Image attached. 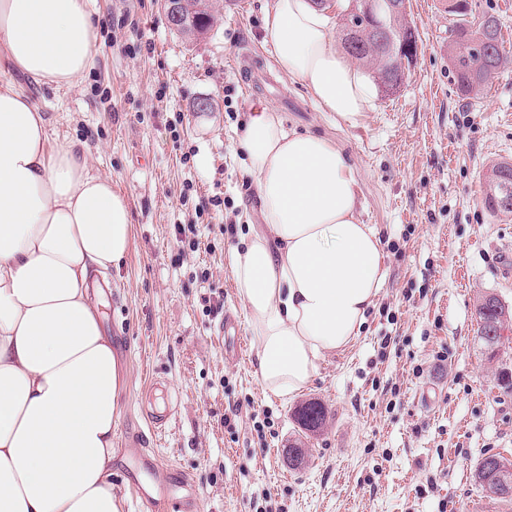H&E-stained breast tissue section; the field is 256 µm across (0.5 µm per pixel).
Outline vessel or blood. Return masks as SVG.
Wrapping results in <instances>:
<instances>
[{"label":"vessel or blood","mask_w":512,"mask_h":512,"mask_svg":"<svg viewBox=\"0 0 512 512\" xmlns=\"http://www.w3.org/2000/svg\"><path fill=\"white\" fill-rule=\"evenodd\" d=\"M222 326L225 354L231 358H241L246 348V340L241 335L234 316L225 314ZM144 466L155 491L151 494L138 491L141 512H199V498L188 478H174L170 466L156 457L145 459Z\"/></svg>","instance_id":"vessel-or-blood-1"}]
</instances>
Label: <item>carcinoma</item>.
I'll use <instances>...</instances> for the list:
<instances>
[{
	"instance_id": "obj_1",
	"label": "carcinoma",
	"mask_w": 512,
	"mask_h": 512,
	"mask_svg": "<svg viewBox=\"0 0 512 512\" xmlns=\"http://www.w3.org/2000/svg\"><path fill=\"white\" fill-rule=\"evenodd\" d=\"M391 4L392 0H375V13L383 20L385 28L396 36L398 31L408 26V22L406 13L392 11ZM183 9L186 26L199 27L204 31L211 27L212 15L208 0H185ZM448 14L454 16L448 43L450 66L461 94L476 95L488 83L486 79L478 83L473 81L472 73L480 64L488 59L501 66L507 63L499 20L489 12L483 13V23L468 20L472 14L470 0H448ZM343 44L351 58L372 70L386 93L401 87L406 76L405 66L411 64L418 52L417 38L413 34L409 35L406 43L397 39L390 45L384 40L377 41L362 35L351 40L346 38ZM476 315L479 318L480 336L490 345L499 342L506 329L504 312L480 303ZM299 415L302 426L310 432L319 431L326 422L325 410L316 402L303 406Z\"/></svg>"
}]
</instances>
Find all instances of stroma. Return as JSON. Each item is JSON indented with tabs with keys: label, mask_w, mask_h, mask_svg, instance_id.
<instances>
[{
	"label": "stroma",
	"mask_w": 512,
	"mask_h": 512,
	"mask_svg": "<svg viewBox=\"0 0 512 512\" xmlns=\"http://www.w3.org/2000/svg\"><path fill=\"white\" fill-rule=\"evenodd\" d=\"M476 2L498 17L509 57L483 91L457 90L448 0H407L417 57L400 89L349 125L276 70L264 33L272 0H211L213 25L196 40L170 26L159 0H88L93 67L71 90H30L51 144H86L93 172L130 207L131 249L101 297L129 366L117 436L144 437L112 461L124 512H138L127 472L145 453L192 482L200 512H512V499L474 479L485 456L512 464V391L501 380L512 327L491 353L476 316L487 294L512 306V218L482 203L486 171L512 161V0ZM201 99L209 111H196ZM263 104L286 128L343 147L361 175L360 219L389 256L359 336L289 397L264 390L253 352L225 358L210 307L220 296L245 317L229 251L261 216L238 140ZM179 224L196 231L177 237ZM309 402L327 414L316 433L297 420ZM162 409L171 419L158 435L150 416Z\"/></svg>",
	"instance_id": "stroma-1"
}]
</instances>
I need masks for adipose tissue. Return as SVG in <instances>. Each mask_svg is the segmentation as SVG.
I'll use <instances>...</instances> for the list:
<instances>
[{
	"instance_id": "1",
	"label": "adipose tissue",
	"mask_w": 512,
	"mask_h": 512,
	"mask_svg": "<svg viewBox=\"0 0 512 512\" xmlns=\"http://www.w3.org/2000/svg\"><path fill=\"white\" fill-rule=\"evenodd\" d=\"M278 71L357 124L378 86L336 46L327 8L273 0L264 19ZM0 54L36 84L68 90L95 54L87 0H0ZM263 227L229 267L257 373L302 391L358 336L387 253L359 215L360 173L341 146L285 128L261 106L240 138ZM129 204L77 144L51 146L48 120L0 81V512H122L112 457L127 368L105 336L95 273L124 264Z\"/></svg>"
}]
</instances>
